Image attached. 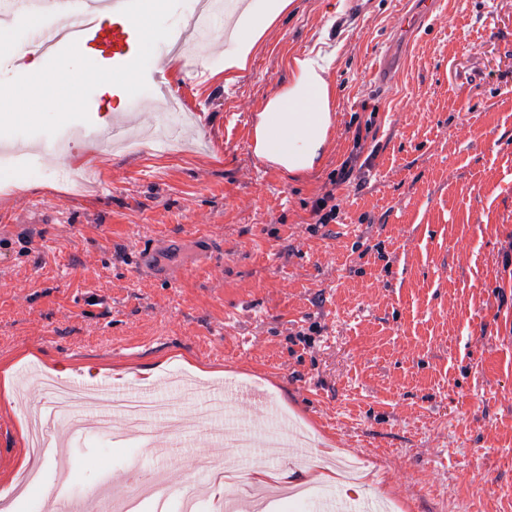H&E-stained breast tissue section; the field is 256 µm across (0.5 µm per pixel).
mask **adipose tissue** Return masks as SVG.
I'll list each match as a JSON object with an SVG mask.
<instances>
[{
	"instance_id": "adipose-tissue-1",
	"label": "adipose tissue",
	"mask_w": 512,
	"mask_h": 512,
	"mask_svg": "<svg viewBox=\"0 0 512 512\" xmlns=\"http://www.w3.org/2000/svg\"><path fill=\"white\" fill-rule=\"evenodd\" d=\"M291 3L266 0L262 12L248 16L235 38L234 52L224 60L225 71L246 69L257 40ZM92 54L85 46L68 49L51 73L43 56L30 54L24 66L26 89L38 111L53 112L62 119L72 112ZM332 64V57L319 51L292 57L287 82L257 116L253 150L258 157L294 175L316 168L328 147L333 125L335 91L325 78Z\"/></svg>"
}]
</instances>
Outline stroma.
Instances as JSON below:
<instances>
[{"instance_id": "35a3bbf8", "label": "stroma", "mask_w": 512, "mask_h": 512, "mask_svg": "<svg viewBox=\"0 0 512 512\" xmlns=\"http://www.w3.org/2000/svg\"><path fill=\"white\" fill-rule=\"evenodd\" d=\"M401 0H293L247 68L234 44L167 65L194 117L184 138L115 149L75 141L0 169V375L134 372L254 388L322 454L359 458L355 500L391 512H512V0H437L398 38ZM333 56L330 146L311 173L257 157L253 129L294 55ZM147 82L116 96L83 84L68 119L0 129L52 139L92 111L150 127ZM350 181L333 183L346 159ZM332 193L336 218L317 223ZM0 386V493L17 484L30 422ZM86 434L15 512L58 481L126 495L172 457ZM239 512H311L316 497Z\"/></svg>"}]
</instances>
